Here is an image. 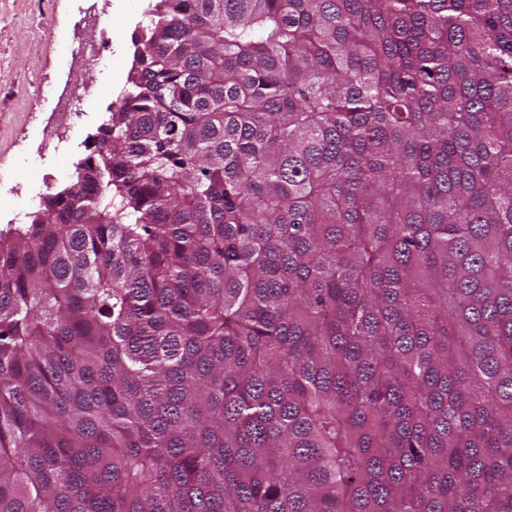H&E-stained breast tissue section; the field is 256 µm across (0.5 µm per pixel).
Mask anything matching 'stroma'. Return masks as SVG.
<instances>
[{"mask_svg": "<svg viewBox=\"0 0 512 512\" xmlns=\"http://www.w3.org/2000/svg\"><path fill=\"white\" fill-rule=\"evenodd\" d=\"M150 0H112L101 24L105 68L96 96L85 104L67 153L45 140L42 129L56 91L87 75L67 65L77 0H0V228L23 224L42 195L68 185L75 163L90 152L94 135L124 88L134 36L149 23Z\"/></svg>", "mask_w": 512, "mask_h": 512, "instance_id": "obj_1", "label": "stroma"}]
</instances>
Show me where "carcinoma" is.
<instances>
[{
	"label": "carcinoma",
	"mask_w": 512,
	"mask_h": 512,
	"mask_svg": "<svg viewBox=\"0 0 512 512\" xmlns=\"http://www.w3.org/2000/svg\"><path fill=\"white\" fill-rule=\"evenodd\" d=\"M0 229V512H512V0H153Z\"/></svg>",
	"instance_id": "obj_1"
}]
</instances>
